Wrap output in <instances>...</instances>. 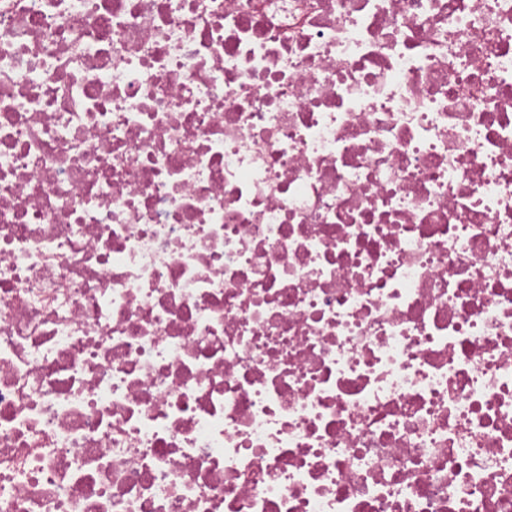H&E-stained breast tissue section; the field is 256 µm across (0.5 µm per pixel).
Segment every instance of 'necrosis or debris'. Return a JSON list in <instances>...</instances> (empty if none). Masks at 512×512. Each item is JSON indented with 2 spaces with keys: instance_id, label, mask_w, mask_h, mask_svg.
Wrapping results in <instances>:
<instances>
[{
  "instance_id": "1",
  "label": "necrosis or debris",
  "mask_w": 512,
  "mask_h": 512,
  "mask_svg": "<svg viewBox=\"0 0 512 512\" xmlns=\"http://www.w3.org/2000/svg\"><path fill=\"white\" fill-rule=\"evenodd\" d=\"M0 512H512V0H0Z\"/></svg>"
}]
</instances>
